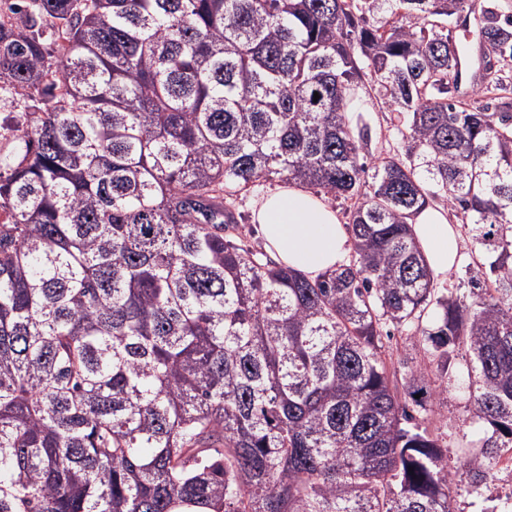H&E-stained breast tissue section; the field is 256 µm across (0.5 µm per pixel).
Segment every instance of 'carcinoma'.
<instances>
[{"instance_id": "1", "label": "carcinoma", "mask_w": 512, "mask_h": 512, "mask_svg": "<svg viewBox=\"0 0 512 512\" xmlns=\"http://www.w3.org/2000/svg\"><path fill=\"white\" fill-rule=\"evenodd\" d=\"M467 2L15 0L0 512H455L456 478L512 462V13L481 6L491 112L454 96ZM367 77L407 117L404 156L371 166ZM274 178L351 202L352 261L260 259L236 202ZM433 200L483 254L470 304L411 233ZM451 378L475 443L426 425Z\"/></svg>"}]
</instances>
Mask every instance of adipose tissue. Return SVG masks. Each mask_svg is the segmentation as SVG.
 I'll return each instance as SVG.
<instances>
[{
    "label": "adipose tissue",
    "instance_id": "adipose-tissue-1",
    "mask_svg": "<svg viewBox=\"0 0 512 512\" xmlns=\"http://www.w3.org/2000/svg\"><path fill=\"white\" fill-rule=\"evenodd\" d=\"M252 213L277 263L311 279L345 265L350 237L324 197L291 184L255 198ZM411 230L433 277H446L458 255L457 234L446 214L424 209Z\"/></svg>",
    "mask_w": 512,
    "mask_h": 512
}]
</instances>
